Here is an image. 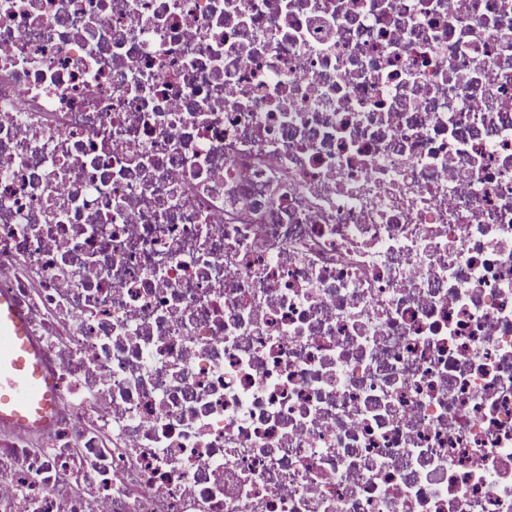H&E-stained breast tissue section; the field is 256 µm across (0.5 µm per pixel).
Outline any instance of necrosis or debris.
<instances>
[{
  "label": "necrosis or debris",
  "instance_id": "obj_1",
  "mask_svg": "<svg viewBox=\"0 0 512 512\" xmlns=\"http://www.w3.org/2000/svg\"><path fill=\"white\" fill-rule=\"evenodd\" d=\"M0 286V512H512V0H0ZM56 389L29 315L8 288H0V432H39L53 421Z\"/></svg>",
  "mask_w": 512,
  "mask_h": 512
}]
</instances>
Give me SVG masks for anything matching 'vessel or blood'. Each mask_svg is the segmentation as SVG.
<instances>
[{
    "label": "vessel or blood",
    "instance_id": "b4317fda",
    "mask_svg": "<svg viewBox=\"0 0 512 512\" xmlns=\"http://www.w3.org/2000/svg\"><path fill=\"white\" fill-rule=\"evenodd\" d=\"M56 412L52 370L29 315L11 291L0 288V432H39Z\"/></svg>",
    "mask_w": 512,
    "mask_h": 512
}]
</instances>
